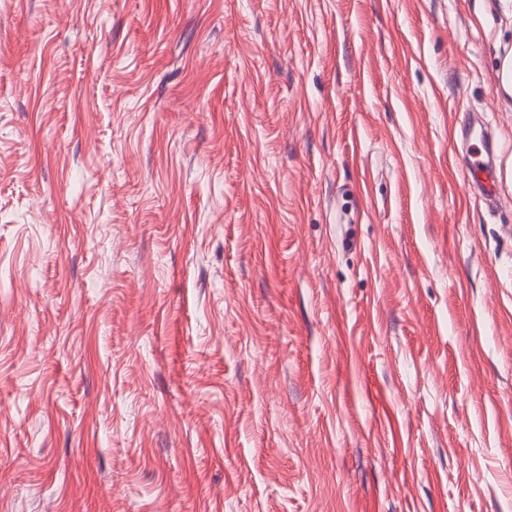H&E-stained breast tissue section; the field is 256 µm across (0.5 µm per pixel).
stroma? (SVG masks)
Returning a JSON list of instances; mask_svg holds the SVG:
<instances>
[{"instance_id":"35a3bbf8","label":"stroma","mask_w":512,"mask_h":512,"mask_svg":"<svg viewBox=\"0 0 512 512\" xmlns=\"http://www.w3.org/2000/svg\"><path fill=\"white\" fill-rule=\"evenodd\" d=\"M509 53L512 0H0V512H512ZM462 139L470 143V152L465 158V167L468 176V184L474 194L490 205L499 200L496 194L493 180V164L491 157L494 154V146L488 136L487 128L483 123L478 124L475 120H469L461 130Z\"/></svg>"}]
</instances>
